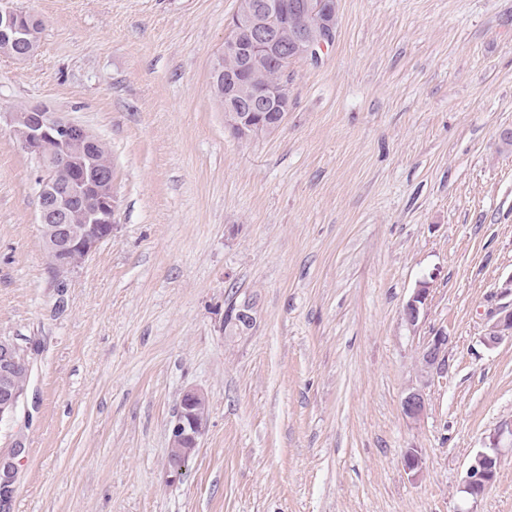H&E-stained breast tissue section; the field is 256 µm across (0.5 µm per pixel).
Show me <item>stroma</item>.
Masks as SVG:
<instances>
[{"instance_id":"35a3bbf8","label":"stroma","mask_w":512,"mask_h":512,"mask_svg":"<svg viewBox=\"0 0 512 512\" xmlns=\"http://www.w3.org/2000/svg\"><path fill=\"white\" fill-rule=\"evenodd\" d=\"M13 3L43 33L0 55V110L104 140L117 210L57 287L38 162L0 128V337L31 359L0 512H512V439L483 498L461 490L512 425V338L482 341L512 302V0H337L283 126L248 141L209 87L238 0ZM439 331L447 368L421 374ZM188 388L209 423L174 482ZM401 406L404 416L411 421H417L423 417L427 408L424 394L417 389L403 397Z\"/></svg>"}]
</instances>
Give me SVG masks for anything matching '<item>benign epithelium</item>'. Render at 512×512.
Listing matches in <instances>:
<instances>
[{"mask_svg":"<svg viewBox=\"0 0 512 512\" xmlns=\"http://www.w3.org/2000/svg\"><path fill=\"white\" fill-rule=\"evenodd\" d=\"M231 34L224 41V57L238 65L224 69V125L239 140L272 134L283 125L291 108L292 78L287 63L295 58L315 56L333 41L336 32V0H239L229 23ZM288 30V43L279 32ZM39 38L27 13L0 3V54L17 57V51ZM282 66L280 81L258 78L257 69L266 60ZM40 165L37 176L38 221L53 278L70 276L104 241L112 238L117 195L112 162H100L96 148L100 138L83 126L43 106H27L0 113V123ZM65 166L70 180H56L55 167ZM427 286L414 289L404 306L409 324L418 322L425 304ZM512 337V312L491 324L485 343H499ZM448 336L433 337L422 356L426 371L445 365ZM30 378V363L19 346L0 337V424L12 420L23 399ZM206 395L196 389L183 391L170 426L167 472L176 481L196 454L208 426ZM404 416L417 421L426 412V400L419 390L401 401ZM500 435L490 447L476 453L467 469L462 490L472 501L483 497L493 484L499 466Z\"/></svg>","mask_w":512,"mask_h":512,"instance_id":"obj_1","label":"benign epithelium"}]
</instances>
